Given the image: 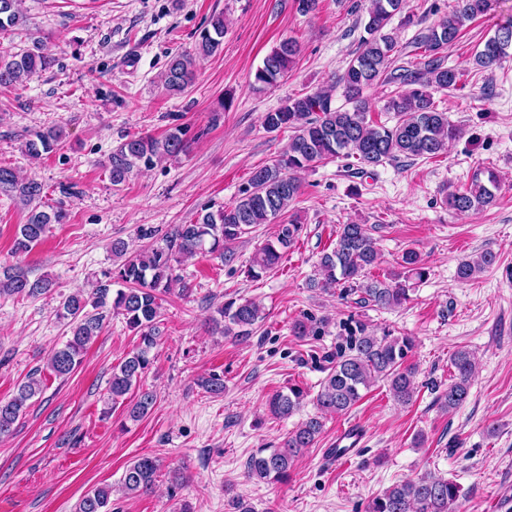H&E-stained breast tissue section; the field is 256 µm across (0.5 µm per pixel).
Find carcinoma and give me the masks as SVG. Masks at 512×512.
Wrapping results in <instances>:
<instances>
[{
    "label": "carcinoma",
    "mask_w": 512,
    "mask_h": 512,
    "mask_svg": "<svg viewBox=\"0 0 512 512\" xmlns=\"http://www.w3.org/2000/svg\"><path fill=\"white\" fill-rule=\"evenodd\" d=\"M405 7V0H370L364 21L366 36L362 37L354 57L338 78L343 97L349 107L333 104L329 91H316L290 98L281 107L263 116L264 127L271 131L292 130L288 146L270 165L256 168L248 185L233 202L216 210L197 213L187 224H177L162 238L164 245L142 254L128 257L121 240L112 242V254L124 261L116 277L125 287L112 290V281H100L92 298L77 292L60 305L58 317L68 321L71 338L50 354L47 367L58 377L70 375L81 363L90 341L103 327L112 312L123 316L126 325L139 336V344L117 366L112 368L109 397L117 404L138 390L129 416L137 421L150 413L156 395L140 387V381L151 365V353L158 344L161 295L180 285L179 294L186 297L192 288L176 274L183 255L195 253L218 254L226 261L232 259L230 245L250 227L257 224H278L275 234L259 248L248 272L251 276L272 270L288 252L302 231V225L291 215L289 208L301 192L296 173L315 164L339 157H353L361 169L374 168L384 161L406 158H433L457 139L461 131L448 119V113L436 108L434 93L457 86L463 73L445 66L444 51L458 40L466 22L485 15L490 0H454L447 16L420 33L416 48L421 50L420 61L414 66H393L399 53L397 42L386 31L392 18ZM25 25L17 0H0V32ZM224 38V16L211 18L209 27L200 33L196 52H177L166 63L161 81L165 90L183 93L193 83L196 59L219 50ZM301 51L298 41L284 38L264 57L254 73V82L271 85L288 74ZM512 51V21L500 24L482 49L475 52L473 64L489 69L501 63ZM55 64L49 42L37 37L32 47L16 53L0 55V87L23 83L33 75ZM387 81L400 87L385 105L397 114V122L388 127L367 121L369 102L365 91ZM62 131H37L26 141L25 150L33 157L48 153L59 145ZM188 148L184 130L176 128L161 138L151 135L126 137L109 158V179L113 187L124 185L130 175L142 168L149 169L166 158H176ZM499 180L492 170L477 172L463 191H450L445 204L456 213L465 214L494 205ZM0 192L18 195L29 207L25 223L18 226L15 250L28 252L38 244L49 226L61 224L66 212L58 207L48 213L40 209L44 185L35 179H21L10 167L0 166ZM496 256L491 251L476 260L462 262L457 268L461 280L474 278L482 269L492 265ZM377 262L375 239L365 224H341L336 228V241L331 251L321 255V278L313 288H338L345 297L360 294L358 303L379 308L400 307L409 300L407 282L423 280L427 268L418 253L407 250L398 262L399 270L380 279L370 274ZM51 281H31L18 271L7 269L0 277V294L36 296L45 293ZM262 318L258 304L245 300L229 301L209 318L211 329L236 341L248 338L253 326ZM318 329L317 320L304 316L293 322L291 330L298 337L310 336ZM414 348L409 336L373 334L354 336L347 349L324 356L326 375L314 397L316 407L323 413H342L351 409L363 397V391L376 381L388 383L392 397L403 404L412 400L415 390V370L406 364ZM453 379L448 390L438 397L441 408L452 411L468 398L469 383L475 362L466 349L456 351L450 359ZM42 392L37 372L30 373L19 384L17 393L8 401H0V438L11 434L14 424L27 408V403ZM307 392L300 386H288V391L274 394L269 411L277 418H287L301 407ZM323 420L315 415L307 418L288 433L277 448H259L248 458L247 477L273 483L289 477L293 462L302 451L310 448L323 431ZM158 470V460L143 455L131 462L122 478L126 495H141L151 491ZM112 489L97 487L87 492L77 503L74 512H112ZM460 485L441 476L426 474L396 483L375 497L367 512H460Z\"/></svg>",
    "instance_id": "obj_1"
}]
</instances>
